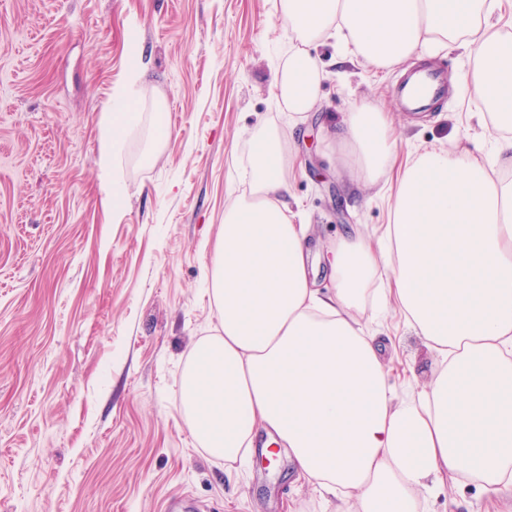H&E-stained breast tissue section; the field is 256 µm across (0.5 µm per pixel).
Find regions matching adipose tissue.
Wrapping results in <instances>:
<instances>
[{"label":"adipose tissue","instance_id":"1","mask_svg":"<svg viewBox=\"0 0 512 512\" xmlns=\"http://www.w3.org/2000/svg\"><path fill=\"white\" fill-rule=\"evenodd\" d=\"M288 51L277 101L289 121L319 103L322 73L305 44L332 38L341 59L377 70L414 55L473 59L464 81L497 137L496 167L463 144L427 148L400 172L379 237H341L319 257L286 194L289 147L252 137L248 192L224 209L206 276L219 334L199 340L182 372V406L212 456L245 458L258 433L283 448L322 498L356 512H419L423 495L473 480L512 501V7L505 0H278ZM143 70L112 90L99 141L113 220L123 181L118 153ZM336 138L359 178L377 184L393 161L391 126L365 103ZM328 271L318 287L314 263ZM396 308L437 360L429 383L397 399L380 348L357 315L366 301Z\"/></svg>","mask_w":512,"mask_h":512}]
</instances>
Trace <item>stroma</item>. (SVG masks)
Wrapping results in <instances>:
<instances>
[{"label":"stroma","instance_id":"stroma-1","mask_svg":"<svg viewBox=\"0 0 512 512\" xmlns=\"http://www.w3.org/2000/svg\"><path fill=\"white\" fill-rule=\"evenodd\" d=\"M276 0H0V512H355L323 500L287 456L261 447L228 463L200 447L181 402L192 345L219 315L206 268L224 202L248 188L252 135L288 140V201L310 217L312 248L353 228L380 234L393 178L352 179L337 143L345 112L390 113L397 154L462 141L487 160L481 111L456 53L415 56L381 73L341 61L334 40L307 44L324 78L298 125L276 99L288 49ZM453 83L433 111L399 109L406 68ZM141 66L163 99L129 105L120 152L124 216L112 221L98 164L112 87ZM398 395L430 380L436 355L394 313L364 310ZM473 483L426 498L424 512H485Z\"/></svg>","mask_w":512,"mask_h":512}]
</instances>
